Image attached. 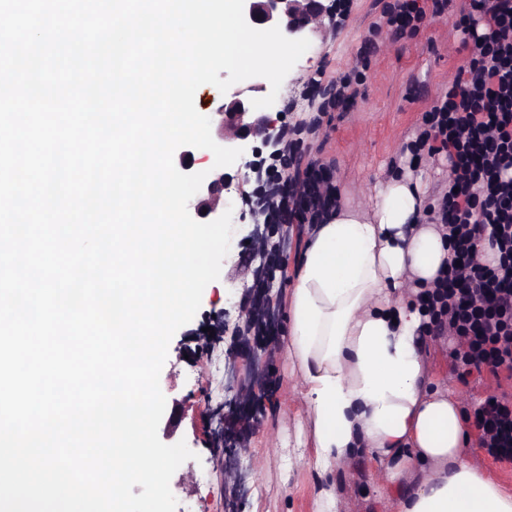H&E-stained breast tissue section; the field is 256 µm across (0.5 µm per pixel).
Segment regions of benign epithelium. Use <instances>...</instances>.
I'll use <instances>...</instances> for the list:
<instances>
[{"label":"benign epithelium","mask_w":512,"mask_h":512,"mask_svg":"<svg viewBox=\"0 0 512 512\" xmlns=\"http://www.w3.org/2000/svg\"><path fill=\"white\" fill-rule=\"evenodd\" d=\"M244 15L254 28L277 26L288 38H305L325 22H334L332 0H245ZM252 97L243 90H235L224 97L212 112L214 135L224 147L250 148L257 156L267 150L275 154L278 146L280 114L269 116L251 106ZM263 161L245 163V172L235 175L224 168H211L200 190L194 196L193 209L197 218L212 221L224 213V191L232 184L251 180L263 183ZM264 212L262 195L250 207L248 214L252 229L248 241L256 253L273 235L272 226L259 220ZM242 325L237 327L233 345L224 353V412L214 416L212 438L224 449L216 463L224 471V512H241L247 493L246 474L235 459L249 452L250 431L256 426L260 406L267 397L263 384L241 379L243 362H256L270 337L268 332L279 320V312L267 288L264 269L256 275V288L246 309L238 314Z\"/></svg>","instance_id":"obj_1"}]
</instances>
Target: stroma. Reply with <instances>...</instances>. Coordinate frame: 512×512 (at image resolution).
<instances>
[{
	"label": "stroma",
	"mask_w": 512,
	"mask_h": 512,
	"mask_svg": "<svg viewBox=\"0 0 512 512\" xmlns=\"http://www.w3.org/2000/svg\"><path fill=\"white\" fill-rule=\"evenodd\" d=\"M348 2L350 11L341 29L310 36L309 49L284 79L272 109L288 111L293 120L309 117L311 111L300 98L309 77L322 67L340 75L355 66L360 55H368L363 99L351 111L335 113L326 142L313 143L307 152L308 157L334 162L342 207L366 210L378 183L393 172L408 170L403 148L415 139L422 113L455 75L461 39L455 22L462 0H453L447 18L399 41L370 29L385 0ZM248 233L247 223L234 222L220 277L205 287L192 321L174 334L161 370L166 408L159 428L171 430L173 441H186L194 453L171 479L176 512H224V474L215 465L218 450L208 433L207 413L224 405V352L237 320H230L210 353L198 360L189 353L197 333L210 326L213 311H236L244 288L254 282L256 266L250 261ZM278 333L275 345L257 366L266 372L272 405L262 411L251 449L241 459L248 488L242 512H316V493L328 480L336 486L335 512H385L369 465L339 468L326 476L300 466V458L310 448L307 436L297 430L303 416L302 387L285 351L287 325H280ZM431 363L459 393L464 408L490 393L512 396V379L486 371L480 379L464 383L447 374V345L434 348ZM254 369L244 368L243 376L252 378Z\"/></svg>",
	"instance_id": "35a3bbf8"
}]
</instances>
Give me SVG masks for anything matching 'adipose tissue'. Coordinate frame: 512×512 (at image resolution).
I'll list each match as a JSON object with an SVG mask.
<instances>
[{
    "instance_id": "obj_1",
    "label": "adipose tissue",
    "mask_w": 512,
    "mask_h": 512,
    "mask_svg": "<svg viewBox=\"0 0 512 512\" xmlns=\"http://www.w3.org/2000/svg\"><path fill=\"white\" fill-rule=\"evenodd\" d=\"M421 178L397 172L371 213L314 225L290 297L286 352L304 390L311 462L363 458L393 512H512V494L471 462L461 400L429 363L404 274L426 284L448 245L422 223Z\"/></svg>"
}]
</instances>
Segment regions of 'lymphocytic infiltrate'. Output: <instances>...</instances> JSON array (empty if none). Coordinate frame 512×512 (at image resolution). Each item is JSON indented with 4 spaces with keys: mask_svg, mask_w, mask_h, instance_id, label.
I'll use <instances>...</instances> for the list:
<instances>
[{
    "mask_svg": "<svg viewBox=\"0 0 512 512\" xmlns=\"http://www.w3.org/2000/svg\"><path fill=\"white\" fill-rule=\"evenodd\" d=\"M448 13V0H391L372 25L393 39ZM462 58L447 91L422 115L423 130L408 145L448 160V191L425 208L447 238L448 268L422 303L428 335L448 339V367L460 380L490 371L512 378V0H467L457 25ZM334 98L312 120L283 132L280 164L318 138L323 117L348 110L365 93L362 71L342 73ZM288 209L273 218L311 226L338 209L333 163L294 166L283 185ZM482 447L512 461V400L486 397L472 411Z\"/></svg>",
    "mask_w": 512,
    "mask_h": 512,
    "instance_id": "lymphocytic-infiltrate-1",
    "label": "lymphocytic infiltrate"
}]
</instances>
